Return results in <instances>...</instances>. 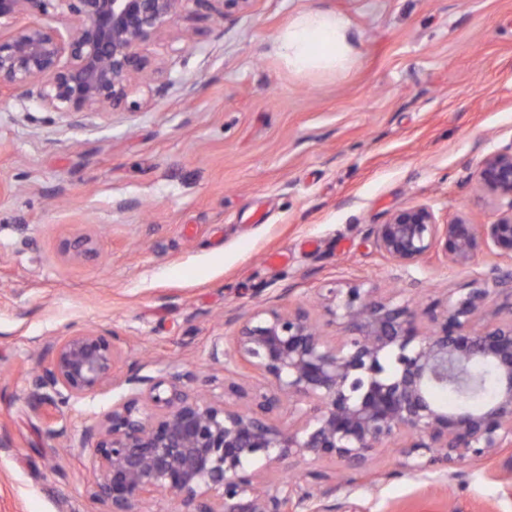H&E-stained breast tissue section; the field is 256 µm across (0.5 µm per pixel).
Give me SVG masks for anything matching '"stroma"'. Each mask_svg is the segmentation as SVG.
Here are the masks:
<instances>
[{"label":"stroma","instance_id":"1","mask_svg":"<svg viewBox=\"0 0 512 512\" xmlns=\"http://www.w3.org/2000/svg\"><path fill=\"white\" fill-rule=\"evenodd\" d=\"M309 8L349 19L347 72L282 60L277 34ZM142 53L156 72L136 112L69 120L0 100V512L96 509L78 441L130 387L58 406L63 448L29 398L51 341L114 332L139 374L219 400L213 348L258 305L361 283L424 309L499 262L485 249L452 269L434 253L404 270L373 230L416 205L442 224L495 221L476 169L512 141V0H250L222 20L187 11ZM80 234L95 259L64 255ZM503 461L412 473L387 444L337 488L336 512H512Z\"/></svg>","mask_w":512,"mask_h":512}]
</instances>
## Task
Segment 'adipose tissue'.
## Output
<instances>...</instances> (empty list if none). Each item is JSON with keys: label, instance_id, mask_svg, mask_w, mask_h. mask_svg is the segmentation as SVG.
I'll return each mask as SVG.
<instances>
[{"label": "adipose tissue", "instance_id": "ef3b65f1", "mask_svg": "<svg viewBox=\"0 0 512 512\" xmlns=\"http://www.w3.org/2000/svg\"><path fill=\"white\" fill-rule=\"evenodd\" d=\"M276 41L289 67L299 73L342 72L354 60L350 22L327 9L300 12Z\"/></svg>", "mask_w": 512, "mask_h": 512}]
</instances>
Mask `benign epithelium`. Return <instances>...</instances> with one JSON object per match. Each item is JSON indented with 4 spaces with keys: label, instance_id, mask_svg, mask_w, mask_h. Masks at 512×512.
<instances>
[{
    "label": "benign epithelium",
    "instance_id": "benign-epithelium-1",
    "mask_svg": "<svg viewBox=\"0 0 512 512\" xmlns=\"http://www.w3.org/2000/svg\"><path fill=\"white\" fill-rule=\"evenodd\" d=\"M249 0H0V98L24 96L63 117L136 112L134 86L151 70L141 47L174 25L189 6L224 18ZM29 18L19 23L22 18ZM480 188L500 211L492 224L437 221L427 205L398 209L374 229L375 245L400 268L418 265L443 243L448 265L464 269L484 247L512 259V142L480 161ZM74 259L97 254L90 235L64 246ZM512 283L492 268L484 287L452 289L427 312L430 327L396 296L354 283L322 295L329 340L307 309L260 307L237 324L224 372L243 365L265 385L251 392L224 384V398L205 399L181 377L132 373L134 390L103 418L85 426L79 447L91 451L98 476L93 495L104 512H144L168 492L173 512H336L329 473L262 485L261 472L290 457L326 460L348 471L367 467L378 447L396 442L411 472L497 454L512 447V318L480 324L490 289ZM120 337L85 328L46 347L47 365L33 376L34 406L56 407L106 390L124 355ZM485 365L492 400L446 411L437 387L466 385L467 369ZM288 401L297 424L271 414Z\"/></svg>",
    "mask_w": 512,
    "mask_h": 512
}]
</instances>
